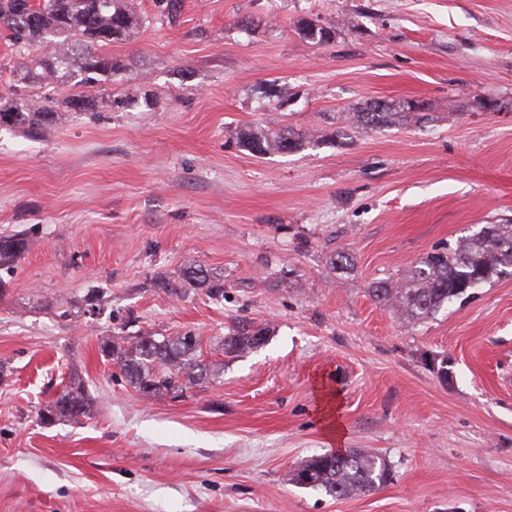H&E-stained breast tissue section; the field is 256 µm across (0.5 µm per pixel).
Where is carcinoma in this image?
<instances>
[{
  "label": "carcinoma",
  "mask_w": 512,
  "mask_h": 512,
  "mask_svg": "<svg viewBox=\"0 0 512 512\" xmlns=\"http://www.w3.org/2000/svg\"><path fill=\"white\" fill-rule=\"evenodd\" d=\"M137 25L127 0H0V29L17 43L45 42L51 47L45 57L30 60L13 84L9 98L0 94V127L26 128L45 135L58 119L48 103L17 98L18 84L52 82L68 86H92L102 75L116 69L112 57L99 48L128 39ZM296 29L300 36L317 43L335 38V30L310 18H302ZM373 102L352 113L357 127L371 130L396 118L420 110L410 102L390 104L383 112L370 111ZM239 143L257 154L298 149L303 138L271 128L244 131ZM27 249V241L16 236L0 237V268ZM512 276V220L486 224L455 245L436 249L408 267L391 285L371 288L372 296L388 303L403 320L428 319L447 303L466 295L494 277ZM184 281L210 283L208 294L224 293L223 285L210 280L207 271L195 268L183 273ZM265 343L260 329L237 326L224 337V355L239 357ZM101 352L113 361L130 385L141 395L192 389L206 379L209 369L202 360L200 338L190 333L176 336H117L103 343ZM87 400L66 388L40 409L43 420L76 422L87 413ZM389 465L377 455L358 451L310 456L294 470L293 480L320 488L343 499L372 491L386 484Z\"/></svg>",
  "instance_id": "obj_1"
}]
</instances>
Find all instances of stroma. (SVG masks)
<instances>
[{"instance_id":"obj_1","label":"stroma","mask_w":512,"mask_h":512,"mask_svg":"<svg viewBox=\"0 0 512 512\" xmlns=\"http://www.w3.org/2000/svg\"><path fill=\"white\" fill-rule=\"evenodd\" d=\"M118 67L42 138L0 127V512H512V278L421 323L372 299L433 249L512 219V0H131ZM335 28L317 44L298 19ZM411 117L353 125L369 100ZM497 103L484 112L479 101ZM287 127L259 155L241 129ZM347 266H333L338 253ZM224 285L172 294L191 266ZM266 342L225 356L239 323ZM193 331L216 366L146 398L114 336ZM339 395L340 443L314 381ZM80 385V422L38 415ZM387 461L345 499L296 484L333 450ZM239 143L246 149L257 154H267L273 151H288L298 149L303 143V137H293L289 132L267 129H255L239 134Z\"/></svg>"}]
</instances>
